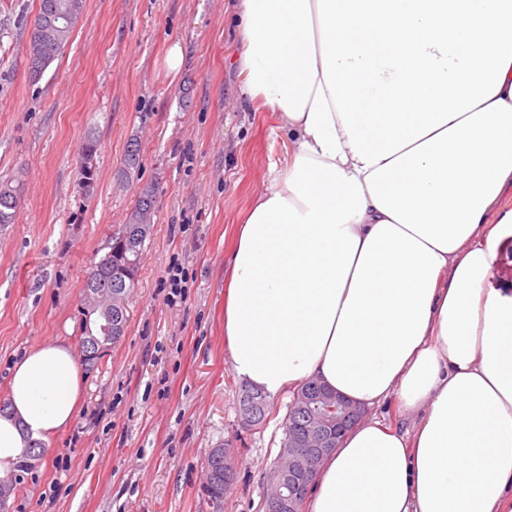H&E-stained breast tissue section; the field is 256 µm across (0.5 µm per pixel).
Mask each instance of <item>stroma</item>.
I'll return each instance as SVG.
<instances>
[{"label":"stroma","mask_w":512,"mask_h":512,"mask_svg":"<svg viewBox=\"0 0 512 512\" xmlns=\"http://www.w3.org/2000/svg\"><path fill=\"white\" fill-rule=\"evenodd\" d=\"M234 5L86 0L63 53L34 80L25 21L38 0H0V182L21 186L14 223L0 225V404L28 349L60 341L81 353L88 273L139 190L155 189L125 335L86 368L71 425L15 468L0 512H262L293 395L243 425L224 259L269 166L287 167L288 141L276 113L242 104ZM91 133L100 146L86 188L77 161ZM133 140L142 161L128 173ZM175 257L192 280L172 307L161 283ZM218 446L234 463L220 506L203 492Z\"/></svg>","instance_id":"obj_1"}]
</instances>
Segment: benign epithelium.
Returning <instances> with one entry per match:
<instances>
[{
	"label": "benign epithelium",
	"mask_w": 512,
	"mask_h": 512,
	"mask_svg": "<svg viewBox=\"0 0 512 512\" xmlns=\"http://www.w3.org/2000/svg\"><path fill=\"white\" fill-rule=\"evenodd\" d=\"M127 300L119 291L109 294L87 293L83 311H100L106 315L112 334L121 333L120 323H112V313L126 312ZM312 397L302 394L300 414L294 423V430L279 451V467L269 477L263 512H298V498L288 495L287 487L308 488L310 474L319 462L332 454L339 445L341 436L354 427L364 415L359 403L329 390L313 379L309 383ZM242 413L247 424L254 423L259 410L266 402L265 393L244 387L241 397Z\"/></svg>",
	"instance_id": "7a95c632"
}]
</instances>
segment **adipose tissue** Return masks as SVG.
I'll list each match as a JSON object with an SVG mask.
<instances>
[{"label": "adipose tissue", "mask_w": 512, "mask_h": 512, "mask_svg": "<svg viewBox=\"0 0 512 512\" xmlns=\"http://www.w3.org/2000/svg\"><path fill=\"white\" fill-rule=\"evenodd\" d=\"M246 103L270 169L225 263L232 370L275 396L317 379L419 413L367 419L322 461L310 512H512V0H239ZM496 222H489V212ZM71 348L28 350L0 472L78 412Z\"/></svg>", "instance_id": "obj_1"}]
</instances>
